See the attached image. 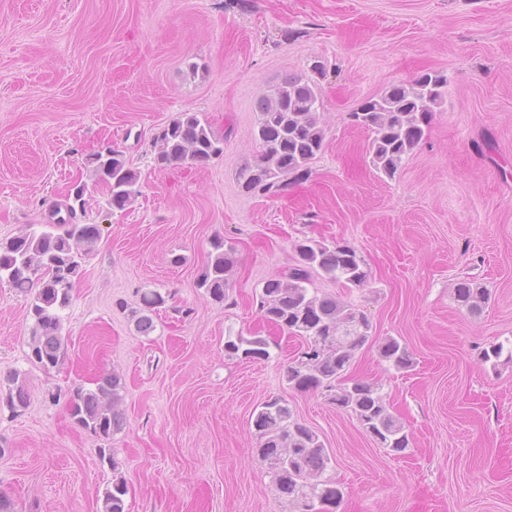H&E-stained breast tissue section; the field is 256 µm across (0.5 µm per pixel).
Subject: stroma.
Here are the masks:
<instances>
[{
  "mask_svg": "<svg viewBox=\"0 0 512 512\" xmlns=\"http://www.w3.org/2000/svg\"><path fill=\"white\" fill-rule=\"evenodd\" d=\"M325 68V148L280 195L245 192L256 101L285 77ZM424 70L448 79L427 139L395 176L369 162L348 114ZM201 112L224 152L198 167L156 166V138ZM123 150L141 193L106 204L94 152ZM86 205L101 239L64 314V363L32 364L28 297L0 284V379L28 403L0 409V494L14 512H102L112 469L68 409L76 385L121 379L112 441L127 512H290L255 454L254 411L287 400L328 448L338 512H512V0H0V240ZM234 250L224 303L198 288L210 242ZM354 247L370 277L320 292L358 305L374 343L349 373L380 386L410 445L393 453L321 394L289 388L300 339L267 325L256 298L295 263L297 240ZM488 288L458 306L464 279ZM168 291L147 335L140 292ZM259 335L269 355H227ZM412 353L405 373L377 343ZM489 291L481 288L473 280H462L456 288V301L471 315H478L488 302Z\"/></svg>",
  "mask_w": 512,
  "mask_h": 512,
  "instance_id": "35a3bbf8",
  "label": "stroma"
}]
</instances>
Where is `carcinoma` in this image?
I'll use <instances>...</instances> for the list:
<instances>
[{
  "label": "carcinoma",
  "instance_id": "1",
  "mask_svg": "<svg viewBox=\"0 0 512 512\" xmlns=\"http://www.w3.org/2000/svg\"><path fill=\"white\" fill-rule=\"evenodd\" d=\"M448 80L437 71L423 72L409 81L395 83L383 94L366 99L349 113L350 121L369 134V159L380 173L392 177L403 161L427 138L435 107ZM322 98L319 86L306 75L290 76L272 93L258 99L256 139L260 150L253 162L237 174L247 192L280 194L311 175L309 164L323 150L325 130L320 120ZM155 161L158 166L194 167L224 151V140L212 131L199 112H181L158 135ZM95 174L108 189L107 203L124 210L141 194L140 175L122 150L109 148L94 156ZM100 239L97 224H78L74 216L54 224H31L20 234L0 240V283L31 296L29 314L33 327L28 359L45 371L65 359L63 312L69 307L85 259ZM209 260L198 287L216 303L229 297V273L234 266L233 249L224 239L211 243ZM296 262L283 275L264 283L257 300L258 314L269 324L306 342L301 355L288 366L285 378L292 389L319 392L337 409L360 423L375 442L395 453L409 445L408 433L391 413L379 386L348 376L356 353L373 340L368 315L355 305L312 287L313 274L360 287L369 273L354 248L329 246L315 239L294 245ZM168 294L156 288L141 293L142 307L135 318L138 332L154 331L151 314L163 306ZM489 291L465 279L456 288V301L471 315H478L488 302ZM228 354L239 350L268 357V342L260 336H237L225 343ZM378 355L398 371L413 366L406 347L388 337L378 343ZM0 401L16 412L27 405V393L9 378ZM120 378L107 374L95 387L77 386L70 395V411L76 424L103 442L100 460L112 467V485L106 488L102 512H125V479L118 472L111 440L121 432ZM259 438L256 456L267 466L278 497L293 506V512H313L315 504L336 507L342 498L336 480L328 474L331 458L320 436L296 419L284 399L272 398L254 413Z\"/></svg>",
  "mask_w": 512,
  "mask_h": 512
}]
</instances>
